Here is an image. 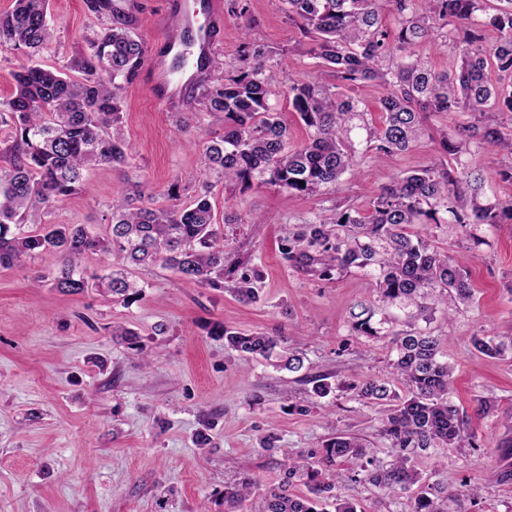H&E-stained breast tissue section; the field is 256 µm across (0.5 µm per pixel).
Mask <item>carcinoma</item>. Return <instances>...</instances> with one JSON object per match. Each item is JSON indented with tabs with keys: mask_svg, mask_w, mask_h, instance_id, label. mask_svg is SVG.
I'll return each instance as SVG.
<instances>
[{
	"mask_svg": "<svg viewBox=\"0 0 512 512\" xmlns=\"http://www.w3.org/2000/svg\"><path fill=\"white\" fill-rule=\"evenodd\" d=\"M288 18L301 21L306 54L335 78V90L318 82L289 85L291 105L308 129V139L290 145L288 124L271 104L276 74L272 51L242 43L224 80L203 86L200 103L224 114V135L202 151L206 170L244 191L254 183L292 194L319 195L337 184L358 159H386L412 148L432 116L469 112L473 122L443 133L438 152L455 162L436 161L400 174L382 186L363 211L348 206L330 215L317 213L283 239L281 253L292 266L323 280L352 269L373 276L380 305L358 304L353 330L379 339L392 322L389 309L403 312L407 329L391 338V363L400 386L379 376L350 385L356 400L383 406L380 436L394 454L387 468L374 467L372 448L359 438L338 433L310 454L312 461L285 456L288 474L269 491L263 512H317L316 501L340 480L368 483L384 495H407L410 512H448L452 496L439 487L420 485L412 456L431 448H475V435L451 400L453 366L430 331L433 302L453 313L473 301L465 260L432 247L411 231L419 224H459L470 228L476 248L483 233L512 224V199L489 198L481 174L462 163L471 145L512 154V132L496 120L512 119V0H282ZM49 0H14L0 14V47L32 57L50 39ZM397 25L392 35L385 24ZM497 32L496 41L483 31ZM444 38L457 64L435 70L419 53L433 38ZM147 61L146 48L120 19L86 40L85 48L64 69L38 64L13 74L11 96L0 101V123L11 126V140L0 147V267L23 264L46 250L62 255L53 287L79 294L89 288L127 304L142 288L127 267L160 264L189 281L225 288L243 300L256 298L259 271L245 263L224 267V225L236 215L215 220L210 186L188 206L176 203L183 180H175L169 207L134 205L124 195L112 200L111 221L100 235L80 224L47 220L58 201L81 191L84 172L108 165H129L122 132L124 101L118 90L133 83ZM80 73L74 80L69 71ZM377 82L386 90L383 120L364 122V103L345 93L358 84ZM365 131L362 153L352 134ZM88 253L111 259L103 274L80 264ZM213 334L247 361L276 359L273 366L292 372L303 361L276 351L280 337L263 331L244 333L222 324ZM485 356L512 352V339L471 337ZM312 397L332 391L325 376L304 378ZM347 464V471L341 465ZM302 482L309 495L290 491ZM255 480L244 473L224 489V502L241 504Z\"/></svg>",
	"mask_w": 512,
	"mask_h": 512,
	"instance_id": "cac0c4a2",
	"label": "carcinoma"
}]
</instances>
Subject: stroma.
Returning a JSON list of instances; mask_svg holds the SVG:
<instances>
[{
  "label": "stroma",
  "mask_w": 512,
  "mask_h": 512,
  "mask_svg": "<svg viewBox=\"0 0 512 512\" xmlns=\"http://www.w3.org/2000/svg\"><path fill=\"white\" fill-rule=\"evenodd\" d=\"M164 2L111 0L95 12L87 0H50L51 38L34 61L66 67L85 37L110 24L116 12L128 16L148 55H155ZM246 39L276 52L282 72L272 103L288 123L291 145L301 144L307 131L291 110L288 86L327 84L329 74L305 54L281 0H249L246 17L225 13L208 81L223 78ZM122 96L130 171L142 183V204L168 205L167 190L180 176L211 184L216 219L229 209L243 218L227 228L225 246L259 270L257 298L243 302L153 265L134 269L145 290L123 306L92 289L73 295L48 283L34 287L37 275L59 267L56 251L27 266L0 267V512H225L224 488L244 471L257 487L239 512H262L264 494L284 479L285 454L308 455L341 431L370 441L378 464L388 465L390 450L378 434L380 407L359 403L343 388L351 379L391 372L388 340L352 329L354 304L377 302L376 284L358 270L330 280L303 273L283 259L281 241L315 213L367 206L395 176L428 165L438 156L440 133L467 122V114L430 117L427 135L408 151L382 164L361 161L354 177L318 196L287 198L268 185L227 189L202 170L201 149L223 134L224 119L206 111L198 91L175 112L158 106L139 80ZM186 112L193 118L187 129ZM464 162L482 171L492 194L512 197V182L499 175L512 158L475 148ZM124 173L90 170L85 189L56 203L50 222L104 232L110 201L129 189ZM487 239L468 265L473 304L453 316L437 310L432 323L455 368L453 401L479 447L432 449L415 455L412 465L422 483L453 493L480 485L476 512H512V481L487 478L512 468V455L503 454L512 439V358L487 357L470 342L474 335L512 336V224L488 231ZM217 323L285 337L303 356L304 373L330 375L333 391L303 412L308 385L295 373L240 358L212 335ZM116 325L137 330L147 357L113 336ZM482 397L495 403L486 416L476 412ZM205 414L216 425L210 444L200 448L194 439ZM267 435L275 436L274 448H261ZM339 496L358 499L364 512L408 510L406 498L345 482L327 493L323 512H335Z\"/></svg>",
  "instance_id": "35a3bbf8"
}]
</instances>
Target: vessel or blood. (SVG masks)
<instances>
[{"instance_id": "1", "label": "vessel or blood", "mask_w": 512, "mask_h": 512, "mask_svg": "<svg viewBox=\"0 0 512 512\" xmlns=\"http://www.w3.org/2000/svg\"><path fill=\"white\" fill-rule=\"evenodd\" d=\"M168 5L179 11L180 26L164 33L162 55L150 58L144 72L152 99L161 105L196 86L224 30L221 0H168Z\"/></svg>"}]
</instances>
